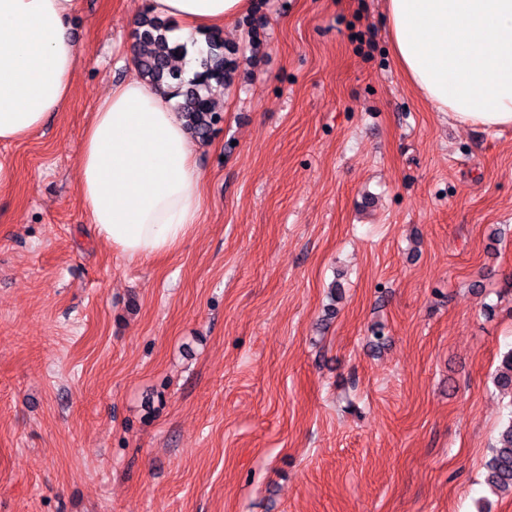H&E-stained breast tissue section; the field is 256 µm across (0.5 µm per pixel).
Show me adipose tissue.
<instances>
[{"label":"adipose tissue","mask_w":512,"mask_h":512,"mask_svg":"<svg viewBox=\"0 0 512 512\" xmlns=\"http://www.w3.org/2000/svg\"><path fill=\"white\" fill-rule=\"evenodd\" d=\"M77 0H0V143L39 130L73 95L82 55L70 20ZM175 20L193 74V33L223 28L251 0H150ZM392 57L409 83L454 124L512 126V0H384ZM196 142L172 97L132 77L92 113L78 156V189L96 234L122 257L150 260L180 245L203 212Z\"/></svg>","instance_id":"1"}]
</instances>
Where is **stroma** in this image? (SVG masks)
<instances>
[{"instance_id": "35a3bbf8", "label": "stroma", "mask_w": 512, "mask_h": 512, "mask_svg": "<svg viewBox=\"0 0 512 512\" xmlns=\"http://www.w3.org/2000/svg\"><path fill=\"white\" fill-rule=\"evenodd\" d=\"M147 0H80L68 108L0 143V512H512V127L407 82L384 0H253L204 213L130 261L78 191ZM490 449L485 465L486 483L497 490L512 492V415Z\"/></svg>"}]
</instances>
